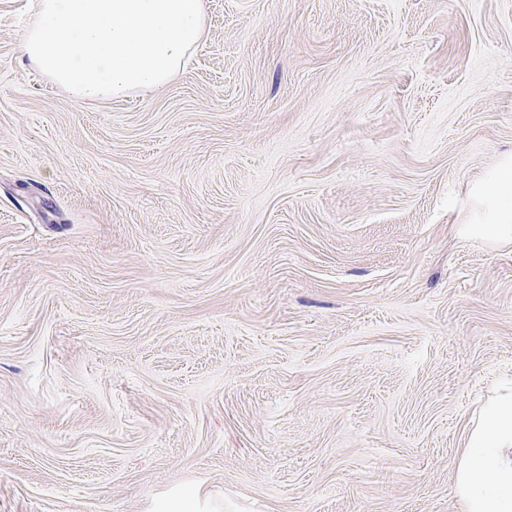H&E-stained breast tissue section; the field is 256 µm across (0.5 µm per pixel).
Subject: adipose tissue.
<instances>
[{"mask_svg": "<svg viewBox=\"0 0 512 512\" xmlns=\"http://www.w3.org/2000/svg\"><path fill=\"white\" fill-rule=\"evenodd\" d=\"M458 233L489 246L512 241V155L471 184ZM454 493L461 512H512V377L494 381L468 424Z\"/></svg>", "mask_w": 512, "mask_h": 512, "instance_id": "adipose-tissue-1", "label": "adipose tissue"}]
</instances>
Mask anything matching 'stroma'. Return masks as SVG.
<instances>
[{
  "mask_svg": "<svg viewBox=\"0 0 512 512\" xmlns=\"http://www.w3.org/2000/svg\"><path fill=\"white\" fill-rule=\"evenodd\" d=\"M0 0V512H460L512 376V0H205L75 103ZM458 233L489 246L512 241V155L500 158L482 179L471 184L469 206Z\"/></svg>",
  "mask_w": 512,
  "mask_h": 512,
  "instance_id": "obj_1",
  "label": "stroma"
}]
</instances>
